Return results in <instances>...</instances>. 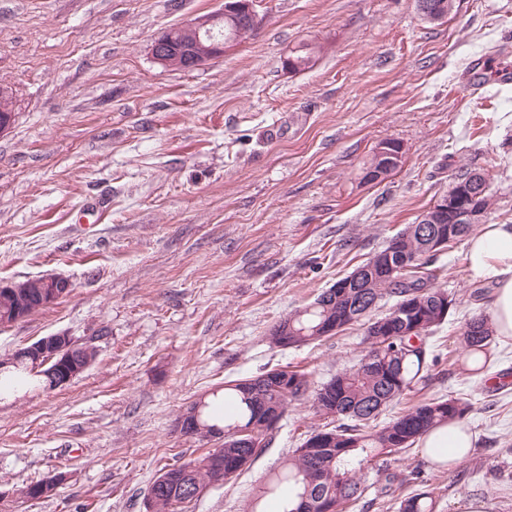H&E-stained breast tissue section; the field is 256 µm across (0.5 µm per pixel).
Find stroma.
Here are the masks:
<instances>
[{
  "mask_svg": "<svg viewBox=\"0 0 512 512\" xmlns=\"http://www.w3.org/2000/svg\"><path fill=\"white\" fill-rule=\"evenodd\" d=\"M219 0H0V82L17 115L0 136V281L46 275L70 294L0 326V355L65 332L99 339L69 385L0 399V512H142L159 470L207 451L182 408L225 381L274 368L314 384L353 367L361 324L274 348L271 329L384 248L463 168L484 172L483 221H512V0H456L430 23L416 0H256L257 29L183 72L150 54L163 29ZM302 44L316 63L284 65ZM400 166L368 184L377 145ZM465 242L441 253L437 287L460 303L429 337L439 361L378 417L432 398L469 401L470 454L442 468L414 444L386 486L350 512H397L433 491L435 512H512V344L490 367L454 359L464 323L489 316ZM291 402L251 466L177 512H247L266 477L324 425ZM48 498L20 491L57 473Z\"/></svg>",
  "mask_w": 512,
  "mask_h": 512,
  "instance_id": "35a3bbf8",
  "label": "stroma"
}]
</instances>
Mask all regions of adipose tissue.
I'll list each match as a JSON object with an SVG mask.
<instances>
[{"label":"adipose tissue","mask_w":512,"mask_h":512,"mask_svg":"<svg viewBox=\"0 0 512 512\" xmlns=\"http://www.w3.org/2000/svg\"><path fill=\"white\" fill-rule=\"evenodd\" d=\"M467 269L475 280L494 285L489 327L493 336L512 341V224H487L467 242ZM422 446L433 463L455 464L473 446L472 434L464 423L453 421L431 429Z\"/></svg>","instance_id":"ef3b65f1"}]
</instances>
